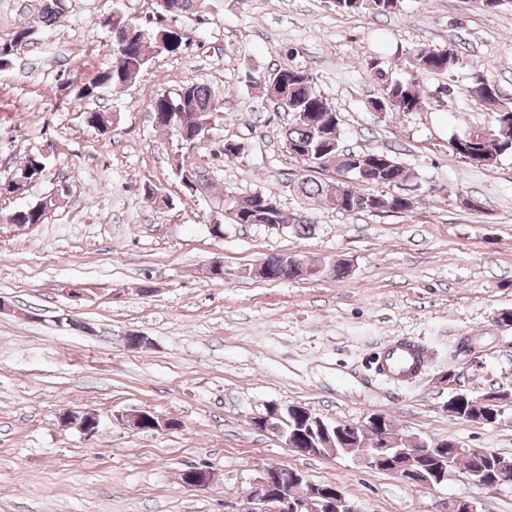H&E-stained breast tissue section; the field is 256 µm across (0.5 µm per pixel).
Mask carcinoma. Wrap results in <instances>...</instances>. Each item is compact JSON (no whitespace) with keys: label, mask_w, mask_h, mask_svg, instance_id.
<instances>
[{"label":"carcinoma","mask_w":512,"mask_h":512,"mask_svg":"<svg viewBox=\"0 0 512 512\" xmlns=\"http://www.w3.org/2000/svg\"><path fill=\"white\" fill-rule=\"evenodd\" d=\"M68 0H41L40 18L45 25H52L67 10ZM160 14L170 18L186 15H201L209 11L212 0H157ZM330 7L340 13L390 14L399 9L401 0H327ZM111 32L112 66L98 73L84 84L79 93L82 97H93L103 88L116 91L124 88L138 73L146 69L154 52L165 49L176 52L181 48L182 36L173 28L154 31L144 37L141 23L128 17L121 10L108 16ZM34 29L21 25L11 37L0 39V68L12 64L16 48L28 42ZM410 69L407 80H390L379 63H370L378 80L383 83V96L374 99L378 111L388 114L419 112L426 107V92L421 78L428 74H444L453 69L459 61V50L455 46L436 48L417 44L406 51ZM247 82L263 87L266 97L285 105L290 114L288 130L284 135V147L304 166L305 175L297 182L299 194L315 200L327 209L340 213H410L420 203L414 196L410 199L399 193H374L365 190L367 186H382L389 189L407 186L412 182L405 167L392 154L382 150L351 152L341 147V123L335 108L316 87L312 75L292 66H279L262 74L249 73ZM475 104L492 114L490 137L479 139L469 132L449 141L453 153L468 162L491 159L499 162L512 156V103L501 95L498 85L483 76L475 77L469 90ZM155 130L177 143L186 138L195 142L209 126L223 119L222 105L213 91L202 84H188L176 92L162 94L152 100L149 106ZM88 126L106 133L112 127V120L103 112H88L85 116ZM355 168L354 180L342 179L346 169ZM334 170L340 179L332 183L317 178V174ZM46 170L44 159L30 156L6 181L7 193H21L32 184L42 180ZM224 210L231 213L230 220L236 224H268L272 227L286 223L276 199L270 194L258 191L246 195L228 192L224 194ZM47 218V208L31 205L9 215L12 224L34 226ZM268 268L267 277L272 282L295 281L300 279L298 266L283 254L273 255L264 260ZM309 277L324 273L342 279L346 271L340 263L324 266L308 263ZM448 412L455 417L472 422L495 423L502 411L483 404L478 397L458 389L448 398ZM280 424L301 442H317L321 428L297 411H282ZM376 440L373 432L353 437L347 432L336 435V448L345 456H352L369 450ZM442 460H432L429 467L440 463H454L465 470L480 469L485 474L499 478L501 473H512V457L498 452L484 457H465L458 453L459 444L451 439L440 441Z\"/></svg>","instance_id":"obj_1"}]
</instances>
